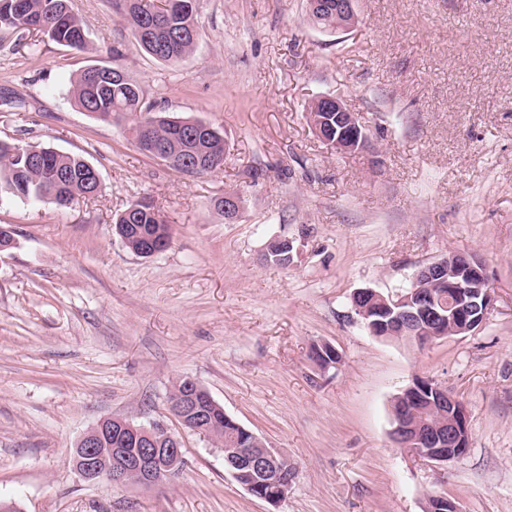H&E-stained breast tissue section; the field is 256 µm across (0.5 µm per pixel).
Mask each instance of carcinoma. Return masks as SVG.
<instances>
[{"label":"carcinoma","mask_w":512,"mask_h":512,"mask_svg":"<svg viewBox=\"0 0 512 512\" xmlns=\"http://www.w3.org/2000/svg\"><path fill=\"white\" fill-rule=\"evenodd\" d=\"M200 0H181V5L159 17L160 34L155 40L140 34L139 15L152 11V0H112L124 26L138 45L152 58L174 64L196 52L201 29L199 26ZM11 30L25 33L36 32L49 41L76 51L87 47L81 19L73 12L70 0H0V31ZM90 69H85L71 80L69 100L82 112L103 121H124L126 132L137 147H142L141 125L151 124V133L169 141L171 150L194 148V144L181 138L180 127L193 123L206 129L204 148L209 150L210 165L205 173H212L224 165V137L213 125L198 119L166 117L154 112L146 102L140 82L127 69H122L124 79L107 81L93 86ZM102 186L91 175L89 163L82 158L57 151L51 147L20 145L0 140V200L36 201L67 208L73 200ZM114 224H125L124 246L133 254L140 255L146 245L143 235L127 224L119 215ZM137 227L149 235L165 231L166 243H171V226L161 211L150 200H142ZM210 436L229 445L235 441L247 442L245 435L233 424V418L225 417L221 410H211L207 421Z\"/></svg>","instance_id":"carcinoma-1"}]
</instances>
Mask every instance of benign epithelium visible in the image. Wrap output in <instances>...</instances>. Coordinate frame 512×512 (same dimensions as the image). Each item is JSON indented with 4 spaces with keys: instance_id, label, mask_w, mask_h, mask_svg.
<instances>
[{
    "instance_id": "1",
    "label": "benign epithelium",
    "mask_w": 512,
    "mask_h": 512,
    "mask_svg": "<svg viewBox=\"0 0 512 512\" xmlns=\"http://www.w3.org/2000/svg\"><path fill=\"white\" fill-rule=\"evenodd\" d=\"M358 0H307L311 24L323 32L339 33L355 29L359 23ZM319 108L311 116L315 135L338 153L362 148L367 135L357 116L339 96L315 98ZM145 152L159 161L181 167L202 166L207 154L201 150L186 155L170 153V149L150 133H144ZM242 209V197L235 192L224 193V219H236ZM433 281L449 289L448 306L437 307L435 297L420 287ZM371 302L390 320L368 324L370 333L389 340L396 333H409L426 344L448 338V334L474 332L486 320L494 304V296L483 265L472 255L451 253L419 266L410 278V287L387 295L371 289ZM413 396L401 398L398 413L392 418V435L401 448L411 449L416 457L442 464L461 456L469 446L468 414L459 399L445 387L428 378H417L410 385ZM427 392L431 403L448 415V423L434 429L421 424H405L403 414ZM215 400L194 379H185L184 393L175 418L183 427L187 422L205 421L208 408ZM114 436L118 448H104V435ZM75 471L87 482H108L112 485L150 487L179 476L184 467L180 439L167 426L159 423L138 425L120 416H108L85 432L75 448L72 461ZM224 469L252 496L276 506L286 496L264 493L267 485L287 487L295 479L288 457L279 448L267 444L260 448H229L224 456Z\"/></svg>"
}]
</instances>
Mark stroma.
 I'll return each instance as SVG.
<instances>
[{"instance_id":"35a3bbf8","label":"stroma","mask_w":512,"mask_h":512,"mask_svg":"<svg viewBox=\"0 0 512 512\" xmlns=\"http://www.w3.org/2000/svg\"><path fill=\"white\" fill-rule=\"evenodd\" d=\"M306 6L200 0L198 48L176 64L146 54L112 0H72L82 52L0 36L18 47L0 55V140L82 156L103 183L64 210L0 202L15 239L0 253V498L18 512H424L430 493L512 512V0H359L358 26L335 34ZM116 50L156 112L223 133L220 170L178 173L69 103L70 77ZM318 95L356 113L363 149L316 137ZM227 191L245 199L231 223L214 207ZM143 197L173 229L150 257L113 224ZM277 236L289 265L262 259ZM451 252L485 268L483 325L424 347L369 335L353 291L407 287ZM321 344L340 357L325 371ZM182 377L287 453L285 501L250 495L214 440L176 422ZM418 377L468 412L470 446L443 465L391 436V401ZM109 415L178 434L180 476L84 481L70 454Z\"/></svg>"}]
</instances>
